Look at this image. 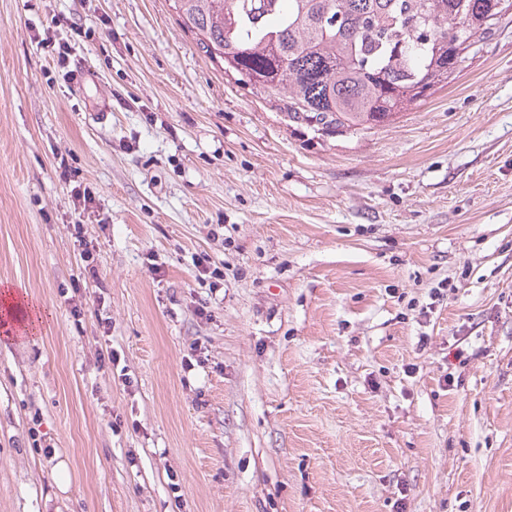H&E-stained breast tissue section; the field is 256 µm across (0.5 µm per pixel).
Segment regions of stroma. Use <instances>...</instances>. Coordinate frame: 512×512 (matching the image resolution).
<instances>
[{
  "mask_svg": "<svg viewBox=\"0 0 512 512\" xmlns=\"http://www.w3.org/2000/svg\"><path fill=\"white\" fill-rule=\"evenodd\" d=\"M4 286L0 512H512V18L327 136L173 0H0ZM61 171L59 172V178L65 184L71 185V183H78L79 181L75 178L78 177L77 173L68 167L63 160H61L58 167ZM75 201L79 202V205L83 204V212L88 211L91 207L89 204L94 202V193L87 187L83 186L82 182L74 185L70 191ZM5 302V300L3 299ZM6 307V316L1 317V325L2 328L7 327L8 323H23L29 318V323L35 324V315L41 321L39 318V314L35 311L34 308L31 307V305L25 304L22 305L20 302H16L14 299V302H5Z\"/></svg>",
  "mask_w": 512,
  "mask_h": 512,
  "instance_id": "1",
  "label": "stroma"
}]
</instances>
